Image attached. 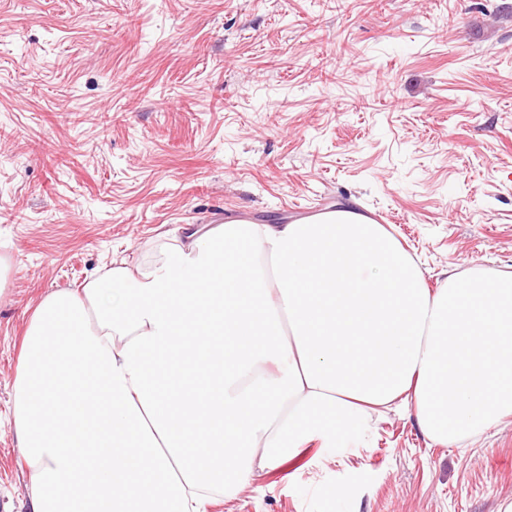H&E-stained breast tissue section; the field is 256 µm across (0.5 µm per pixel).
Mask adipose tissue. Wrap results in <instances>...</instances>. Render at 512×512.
<instances>
[{"instance_id":"1","label":"adipose tissue","mask_w":512,"mask_h":512,"mask_svg":"<svg viewBox=\"0 0 512 512\" xmlns=\"http://www.w3.org/2000/svg\"><path fill=\"white\" fill-rule=\"evenodd\" d=\"M412 403L433 442L512 417V274L427 288L351 210L166 232L36 307L10 393L31 512H203Z\"/></svg>"}]
</instances>
